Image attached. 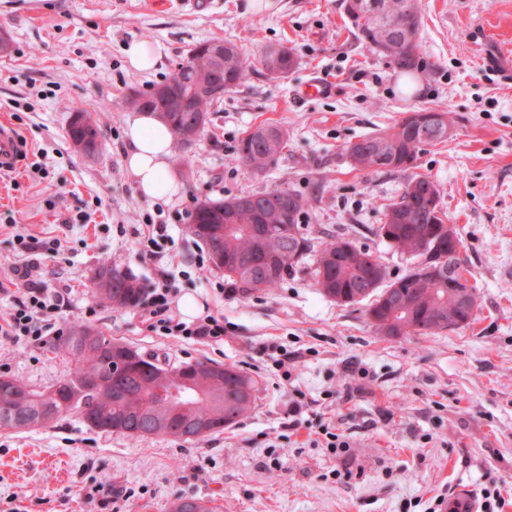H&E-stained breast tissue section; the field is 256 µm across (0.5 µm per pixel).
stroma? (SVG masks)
<instances>
[{
    "label": "stroma",
    "mask_w": 512,
    "mask_h": 512,
    "mask_svg": "<svg viewBox=\"0 0 512 512\" xmlns=\"http://www.w3.org/2000/svg\"><path fill=\"white\" fill-rule=\"evenodd\" d=\"M426 68L408 75L363 49L342 0H272L261 12L248 0H0V121L25 147L0 173V318L13 305L30 256L19 236L60 241L33 270L47 287L71 291L64 326L83 324L176 366L196 360L234 363L258 382L250 413L189 443L139 440L90 428L75 414L36 430L0 429V512H168L175 497L211 498L224 512H431L436 497L496 483L512 512V0H421ZM208 39L251 56L269 46L293 50L297 68L272 78L255 67L225 92L208 134L189 151L191 165L170 162L174 194L155 200L128 172L126 129L135 115L128 93L169 80L191 49ZM146 41L156 65L133 68L127 50ZM311 80L330 94L297 100ZM417 107L448 112L446 143L426 147L416 171L434 180L462 242L459 257L477 286L468 327L436 335L377 334L366 302L324 297L314 259L278 288L242 297L218 295L214 266L196 270L201 241L189 226L199 203L276 187L302 193V232H331L370 249L390 278L411 265L375 234L384 206L407 180L400 171L352 167L347 143L393 126ZM98 118L101 150L80 154L67 136L72 115ZM273 123L288 146L262 173H250L235 148L244 133ZM45 161L48 176L29 173ZM161 214L172 242L165 254L179 295L224 317V342L210 345L148 331L137 308L96 303L90 280L100 265L154 277L139 258L137 229ZM95 316H87L88 305ZM293 359L281 378L271 344ZM0 364L42 389L67 367L46 349L0 342ZM312 400L305 427L289 431L287 393ZM347 447L332 452L320 421Z\"/></svg>",
    "instance_id": "obj_1"
}]
</instances>
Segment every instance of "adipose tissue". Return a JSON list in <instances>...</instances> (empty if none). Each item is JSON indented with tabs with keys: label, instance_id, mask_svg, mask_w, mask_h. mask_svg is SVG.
<instances>
[{
	"label": "adipose tissue",
	"instance_id": "1",
	"mask_svg": "<svg viewBox=\"0 0 512 512\" xmlns=\"http://www.w3.org/2000/svg\"><path fill=\"white\" fill-rule=\"evenodd\" d=\"M126 138L125 165L141 193L149 198L174 193L167 162L173 144L170 129L154 113L144 111L129 122Z\"/></svg>",
	"mask_w": 512,
	"mask_h": 512
}]
</instances>
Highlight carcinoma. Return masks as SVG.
Instances as JSON below:
<instances>
[{
    "label": "carcinoma",
    "instance_id": "1",
    "mask_svg": "<svg viewBox=\"0 0 512 512\" xmlns=\"http://www.w3.org/2000/svg\"><path fill=\"white\" fill-rule=\"evenodd\" d=\"M351 2L347 20L356 39L371 52L383 54L384 38L399 44L409 24L410 12H420L418 0H343ZM197 44L199 54L187 60L186 79L200 83L209 81L218 67L203 47ZM395 67L411 71L421 67L423 57L420 44H415L411 60L401 58V52L386 55ZM260 63L275 79L288 76L297 65L294 53L286 47H271L257 59L246 56L235 44L224 43V90L241 85L249 72ZM185 95L191 96L193 108L207 114L221 98H206L190 94L191 88L182 86ZM194 112H169L164 118L176 141L190 132L200 138L206 129H196L191 121ZM426 137L420 132L410 134L396 125L391 129L366 135L354 144L352 165L363 171H406L412 167L418 153L426 146H435L448 140L444 125L428 123L424 126ZM68 136L73 145L89 143L99 137V126L93 121L85 126H70ZM286 133L273 124L255 127L242 137L236 146L238 159L252 172L265 171L285 149ZM437 183L420 174H410L398 199L386 210L399 211L409 208L414 216L404 222H395L393 235L396 248L414 257L421 256V249H436L444 254L440 263L441 280L426 286L414 279V270L389 279L382 264L373 271L380 281L376 294L396 285L404 289L402 304H378L371 300L367 313L374 314L378 322L393 321L403 327L413 320L431 324L429 333L448 329V319L462 311V302L448 296V280L465 270L458 254L448 250V235L444 224L448 216L443 210L428 208L432 200L422 190L423 186ZM281 194L289 199L291 215L282 213L272 204L269 196ZM239 207L236 223L221 224L219 211ZM308 206L300 194L287 188L261 190L247 195H235L218 201H206L196 208L193 235L205 246L215 244L224 249V257L236 261L224 271V285L235 294L246 296L256 289L270 290L278 287L286 275L307 257L316 258L315 281L319 291L327 298L336 292L353 293L358 289L352 270L374 256L366 248H359L350 240L330 236L322 241L305 236L299 226L300 217ZM289 223L291 233L278 232L277 225ZM274 254L279 258V268L273 274L264 273L248 259ZM92 284L95 295L116 307H129L141 298L143 286L138 278L119 268L103 265L94 272ZM125 348L128 362L127 376L131 383L111 382L112 346ZM48 352L65 359L71 365L70 373L46 390H34L15 377L0 375V428L36 429L49 426L59 418L79 413L89 426L110 420L117 426L115 433L131 440L150 435H167L166 422L171 411L153 397L157 386L177 387L183 377L185 365L169 367L159 359L134 349L129 344L105 336L86 325H72L64 336L48 345ZM229 379L216 381L198 376L196 397L179 413V417L196 434L193 441L224 430V417L234 414L239 420L250 411L254 403L255 380L234 365H222ZM206 432L199 433V425Z\"/></svg>",
    "mask_w": 512,
    "mask_h": 512
}]
</instances>
